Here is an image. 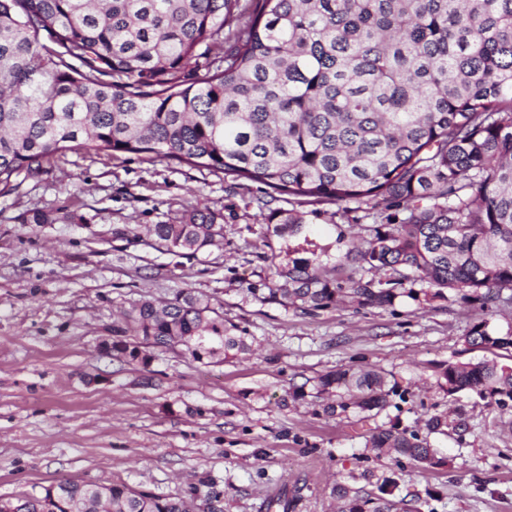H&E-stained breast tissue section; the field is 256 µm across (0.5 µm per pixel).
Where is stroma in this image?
I'll return each mask as SVG.
<instances>
[{
	"label": "stroma",
	"mask_w": 512,
	"mask_h": 512,
	"mask_svg": "<svg viewBox=\"0 0 512 512\" xmlns=\"http://www.w3.org/2000/svg\"><path fill=\"white\" fill-rule=\"evenodd\" d=\"M195 207L221 216L223 240L194 256L158 249L150 228ZM37 210L84 221L22 223ZM275 210L299 212L300 234L276 236ZM336 210L203 167L78 150L0 196V497L71 479L162 498L217 492L223 512H267L278 498L295 499L293 512H339L333 489L345 483L420 512H512V401L451 395L436 377L451 361L512 366V348L464 342L481 321L512 332V312L456 297L307 314L264 302L271 252L309 248L334 265L371 235L372 220L350 224ZM181 291L209 296L253 354L204 364L163 348L145 367L103 351L132 305ZM366 365L398 389L380 412L331 415L324 400L290 396ZM434 415L444 432L425 428ZM393 425L427 438L439 466L370 453L366 435Z\"/></svg>",
	"instance_id": "stroma-1"
}]
</instances>
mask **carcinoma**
Instances as JSON below:
<instances>
[{"label": "carcinoma", "mask_w": 512, "mask_h": 512, "mask_svg": "<svg viewBox=\"0 0 512 512\" xmlns=\"http://www.w3.org/2000/svg\"><path fill=\"white\" fill-rule=\"evenodd\" d=\"M72 149L202 166L384 225L345 259L387 279L342 283L317 255L286 265L272 255L269 303L307 313L455 292L483 311L512 308V0H0V196ZM272 218L279 236L303 224L291 210ZM60 220L83 217H22ZM151 234L169 252L195 255L224 225L194 208ZM418 281L427 287H405ZM464 340L512 347L511 333L495 336L485 322ZM173 345L202 362L246 355L252 341L191 291L162 307L138 301L113 331L112 353L144 367L150 349ZM439 379L450 395L512 401V367L450 362ZM393 392L375 367L328 372L316 385L336 398L332 414L380 411ZM366 447L440 464L427 442L395 426L371 433ZM334 493L341 512H389L344 485ZM210 500L66 480L14 506L209 512Z\"/></svg>", "instance_id": "carcinoma-1"}]
</instances>
